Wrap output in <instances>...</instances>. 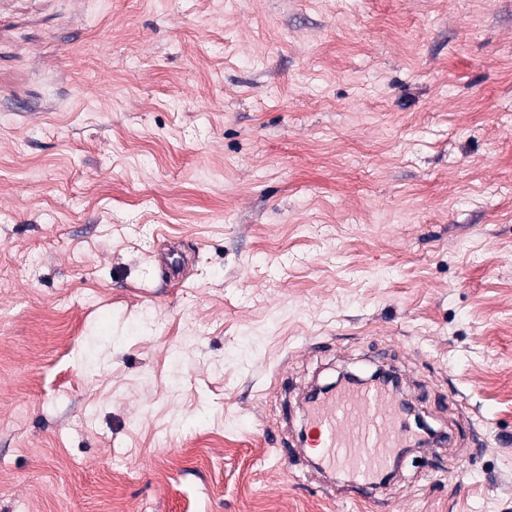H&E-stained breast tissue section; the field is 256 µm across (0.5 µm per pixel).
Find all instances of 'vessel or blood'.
I'll list each match as a JSON object with an SVG mask.
<instances>
[{"instance_id":"obj_1","label":"vessel or blood","mask_w":512,"mask_h":512,"mask_svg":"<svg viewBox=\"0 0 512 512\" xmlns=\"http://www.w3.org/2000/svg\"><path fill=\"white\" fill-rule=\"evenodd\" d=\"M306 444L325 468L348 472L360 489L376 484L411 434L398 395L382 384L349 386L310 403Z\"/></svg>"}]
</instances>
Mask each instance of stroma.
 Returning <instances> with one entry per match:
<instances>
[{
  "mask_svg": "<svg viewBox=\"0 0 512 512\" xmlns=\"http://www.w3.org/2000/svg\"><path fill=\"white\" fill-rule=\"evenodd\" d=\"M0 512H512V0H0ZM309 403L311 431L304 446L325 468L347 471L363 495L411 434L398 395L383 384L349 386Z\"/></svg>",
  "mask_w": 512,
  "mask_h": 512,
  "instance_id": "stroma-1",
  "label": "stroma"
}]
</instances>
